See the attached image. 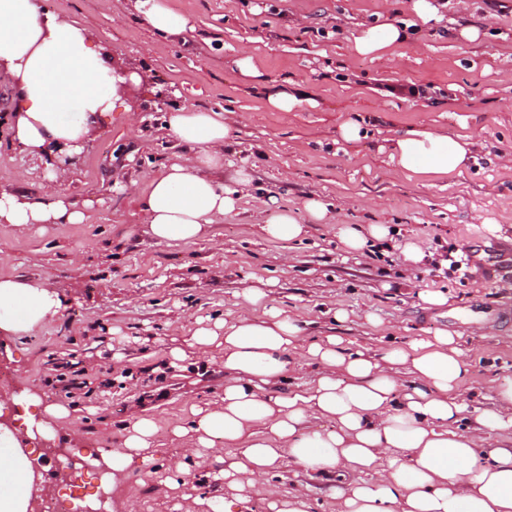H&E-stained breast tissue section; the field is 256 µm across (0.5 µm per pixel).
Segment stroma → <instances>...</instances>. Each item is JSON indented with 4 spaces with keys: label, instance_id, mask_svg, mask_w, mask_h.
<instances>
[{
    "label": "stroma",
    "instance_id": "35a3bbf8",
    "mask_svg": "<svg viewBox=\"0 0 512 512\" xmlns=\"http://www.w3.org/2000/svg\"><path fill=\"white\" fill-rule=\"evenodd\" d=\"M431 2L435 17L416 23L391 58L373 61L352 54L354 34L363 23L410 19L405 0H168L190 28L167 40L120 0L108 8L103 0H39L92 31L104 58L143 74L126 93L140 122L116 108L81 152L46 161L12 143L6 118L17 91L0 75V166L10 170L0 191L40 199L51 168H62V192L86 214L81 224H0L10 253L0 275L47 280L64 296L51 323L0 338V365L13 371V390L68 409L78 432L57 429L53 447L101 453L134 417L155 420L153 461L132 465L112 492L136 502V512H212L211 502L231 495L211 478L230 453L220 439L191 460L193 481L170 489V465L185 446L172 429L190 420L193 406L223 395L219 359L188 352V341L197 319L236 318L245 289H262L310 335L339 336L350 351L380 355L439 329L455 333L470 362L461 387L470 407L488 406L512 381V278L497 267L512 260V164L500 159L512 151V0ZM467 27L478 29L477 40L454 38ZM244 47L259 78L235 65ZM401 85L420 92L386 95ZM286 88L305 91L309 105L271 109L268 95ZM183 105L230 118L224 172L249 169L253 183L211 235L159 244L121 187L145 182L182 152L165 116ZM349 118L366 138H340ZM420 125L476 141L474 162L448 177L397 172L384 139ZM271 197L297 213L306 198L322 199L336 221L312 225L300 241L267 239L256 216ZM343 224L390 225L395 244L346 252ZM408 238L426 254L418 289L442 292L444 306L423 307L407 287L398 245ZM452 258L461 269L450 268ZM336 309L347 312L345 321H335ZM480 323L488 334H476ZM177 347L184 360L171 358ZM335 485L286 463L240 512H266L273 492L305 495L310 512H339Z\"/></svg>",
    "mask_w": 512,
    "mask_h": 512
}]
</instances>
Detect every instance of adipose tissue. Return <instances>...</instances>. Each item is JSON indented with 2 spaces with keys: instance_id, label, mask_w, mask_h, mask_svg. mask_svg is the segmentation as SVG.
<instances>
[{
  "instance_id": "obj_1",
  "label": "adipose tissue",
  "mask_w": 512,
  "mask_h": 512,
  "mask_svg": "<svg viewBox=\"0 0 512 512\" xmlns=\"http://www.w3.org/2000/svg\"><path fill=\"white\" fill-rule=\"evenodd\" d=\"M132 8L162 38L180 35L188 24L167 0H133ZM408 35L404 24L363 26L351 50L382 60ZM1 72L18 90L12 138L33 155L54 144L80 152L98 116L124 98L120 78L91 33L67 15L41 13L36 0H0ZM166 126L184 153L147 186L134 181L128 190L146 213L153 239L191 242L238 209L253 177L243 168L229 181L216 177L230 138L222 113L183 106L168 112ZM387 143L395 169L421 177L462 173L474 147L470 138L423 127L394 133ZM63 176V169L51 171L40 201L0 192V224L83 223L85 213L58 188ZM303 209L301 219L269 200L261 232L293 241L306 237L311 225L336 220L320 199L308 198ZM340 239L346 250L361 253L391 243L393 234L386 224H346ZM244 302L246 311L233 320H197L188 349L170 352L180 360L189 350L203 358L213 349L224 351L223 397L193 408L189 423L172 430L190 439L177 472L188 474L186 458L220 438L232 453L216 478L239 501L288 461L308 475L344 479L341 512H512V382L500 386L490 407L469 411L460 392L469 361L453 333L440 329L376 357L345 350L335 335L305 342L298 321L269 305L260 289L248 290ZM62 305L50 282L0 276L1 333H28L51 322ZM293 353L315 366L314 386L262 394V386L283 380ZM313 418L329 421V428L305 431ZM157 432L152 418H138L119 447L102 453L108 487L134 463L152 460ZM492 435L498 447L479 457L478 448ZM0 439V512H27L34 472L16 435Z\"/></svg>"
}]
</instances>
